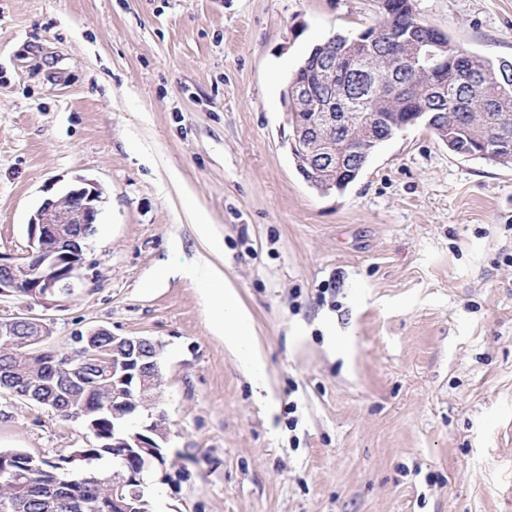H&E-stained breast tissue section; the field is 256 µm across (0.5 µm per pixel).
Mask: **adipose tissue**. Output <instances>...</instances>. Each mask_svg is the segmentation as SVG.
<instances>
[{
  "mask_svg": "<svg viewBox=\"0 0 512 512\" xmlns=\"http://www.w3.org/2000/svg\"><path fill=\"white\" fill-rule=\"evenodd\" d=\"M188 275L204 283H217V291L211 294L214 327L225 341L240 345L244 362L251 371H259L261 360L257 351L241 342L248 322V313L239 302L235 289L225 284L223 271L206 260L189 270Z\"/></svg>",
  "mask_w": 512,
  "mask_h": 512,
  "instance_id": "adipose-tissue-1",
  "label": "adipose tissue"
}]
</instances>
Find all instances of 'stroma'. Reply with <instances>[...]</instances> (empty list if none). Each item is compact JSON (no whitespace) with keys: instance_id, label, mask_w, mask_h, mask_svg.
Returning a JSON list of instances; mask_svg holds the SVG:
<instances>
[{"instance_id":"1","label":"stroma","mask_w":512,"mask_h":512,"mask_svg":"<svg viewBox=\"0 0 512 512\" xmlns=\"http://www.w3.org/2000/svg\"><path fill=\"white\" fill-rule=\"evenodd\" d=\"M415 4L512 59V0ZM381 20L378 0H0V255L24 254L35 206L75 177L104 188L50 344L91 327L161 344L190 476L157 512H512V169L416 125L324 196L289 151L291 75ZM204 256L251 315L261 377L179 275ZM85 443L0 390V448Z\"/></svg>"}]
</instances>
